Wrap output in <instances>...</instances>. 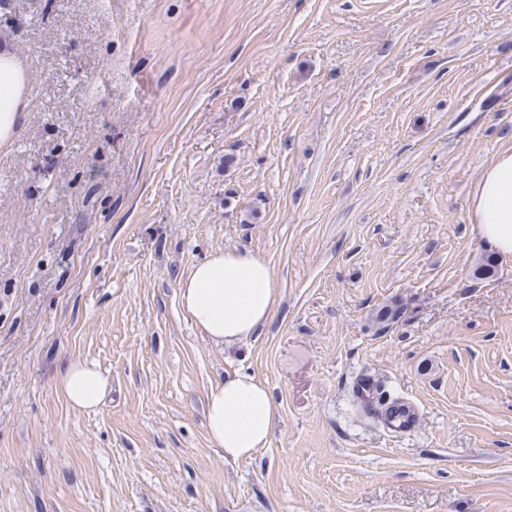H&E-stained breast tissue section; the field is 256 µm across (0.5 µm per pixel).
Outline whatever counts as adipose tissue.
<instances>
[{"label": "adipose tissue", "instance_id": "1", "mask_svg": "<svg viewBox=\"0 0 512 512\" xmlns=\"http://www.w3.org/2000/svg\"><path fill=\"white\" fill-rule=\"evenodd\" d=\"M25 107V75L9 52L0 53V143L8 142ZM472 222L488 249L512 259V149L483 168L471 199ZM181 308L211 342L232 345L257 335L269 321L277 290L269 262L245 250H224L197 263L178 283ZM112 387L97 364L72 360L58 372L57 389L79 410L99 406ZM275 407L267 384L238 370L210 386L206 426L225 459L251 457L266 447Z\"/></svg>", "mask_w": 512, "mask_h": 512}]
</instances>
